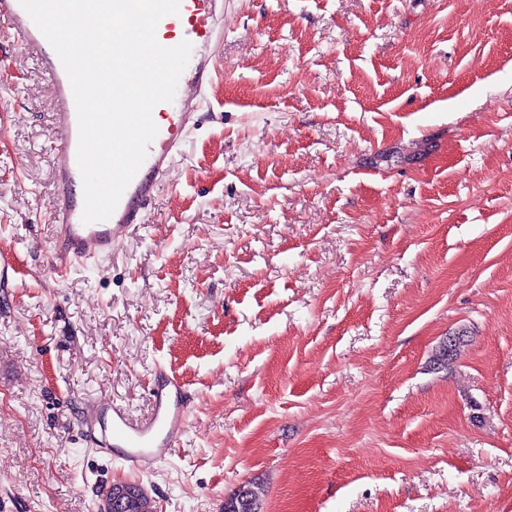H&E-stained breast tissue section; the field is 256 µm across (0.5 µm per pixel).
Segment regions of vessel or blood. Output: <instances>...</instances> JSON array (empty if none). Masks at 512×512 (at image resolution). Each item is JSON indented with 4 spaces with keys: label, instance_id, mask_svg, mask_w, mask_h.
I'll list each match as a JSON object with an SVG mask.
<instances>
[{
    "label": "vessel or blood",
    "instance_id": "1",
    "mask_svg": "<svg viewBox=\"0 0 512 512\" xmlns=\"http://www.w3.org/2000/svg\"><path fill=\"white\" fill-rule=\"evenodd\" d=\"M179 22L184 25L183 37L191 43L192 53L178 80L173 101L157 106L167 122L150 142L143 164L110 218L86 224L82 221L83 181L77 162L78 117L69 77L57 53L19 0H0V25L12 31L25 49L36 55L55 91V203L50 217V269L57 271L74 261L109 256L118 242L146 223L148 208L195 121L199 98L213 84L215 70L208 47L223 33V0H180L178 14L165 16L160 26L170 30ZM150 396L151 411L141 419L132 418L114 402L97 407L104 415L101 434L107 451L135 474L152 471L165 459L188 424V395L175 373L156 368Z\"/></svg>",
    "mask_w": 512,
    "mask_h": 512
}]
</instances>
